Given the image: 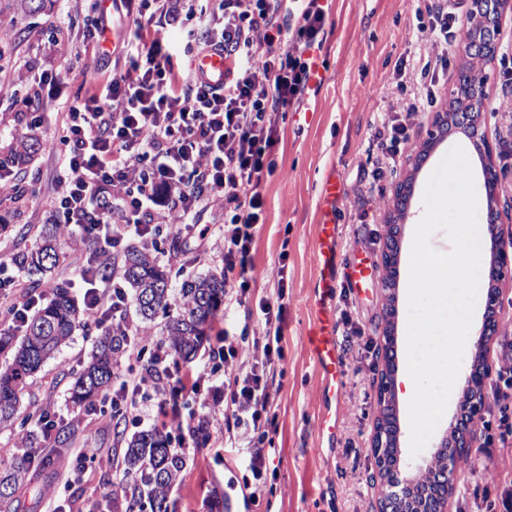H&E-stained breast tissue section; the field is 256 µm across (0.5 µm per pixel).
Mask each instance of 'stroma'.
Returning a JSON list of instances; mask_svg holds the SVG:
<instances>
[{"instance_id": "stroma-1", "label": "stroma", "mask_w": 512, "mask_h": 512, "mask_svg": "<svg viewBox=\"0 0 512 512\" xmlns=\"http://www.w3.org/2000/svg\"><path fill=\"white\" fill-rule=\"evenodd\" d=\"M97 0H45L38 12L21 13L14 0H0V155L12 137L26 134L14 120L7 94L17 70L42 65L48 36H71L62 23L66 15L86 17L97 9ZM329 26L315 57L322 77L320 88L298 112L285 113L278 125L282 141L276 172L263 179L260 190L266 202L265 222L256 229L254 244L255 288L252 302L218 310L208 338L188 363L169 364L165 384L189 378L199 392L213 396L224 379L223 364L209 355L230 334L243 348L237 364L252 360L247 346L261 335L263 325L253 301L275 295L277 284L269 277L280 251L288 253L287 325L282 345L285 358L270 374L275 430L263 446L267 466L277 473L272 484L257 488L256 512H375L377 479L370 454L373 425L378 414L377 376L380 357L368 356L366 344H380L387 306L381 290L379 251L389 227L385 216L393 190L405 176L424 189L433 164L454 146H468L461 134L436 144L430 163L412 169L407 157L412 140L426 135L427 114L413 120L410 144L404 145L391 176L372 181L370 174L381 151L370 139L372 127L388 121L402 109L407 95L398 86L397 61L434 56L429 32L416 31V0H328ZM65 93L74 99L92 91L96 59L91 48L75 40L71 57L60 65ZM488 133L499 155L501 200L512 202V113L487 112ZM58 168L56 158L38 150L28 167L30 179L21 194L0 196V255L14 261L36 244L35 233L50 214L47 197ZM335 177L339 196L329 207L322 198L327 177ZM338 226L342 259L363 260L372 279L361 287H344L329 300L332 308L347 306L363 333H337L344 363L339 394L326 404L323 385L307 336L316 321L310 306L320 279L316 257L319 224ZM224 257L192 249L179 264L170 266L173 286L193 275L220 274ZM497 315L500 331L489 353L494 373L512 370V282L502 288ZM101 335L92 322L75 331L69 344L44 364L23 392L20 415L49 407L61 421V443L45 442L43 457L48 469L30 472L16 492L18 512H47L50 504L64 501L73 512L110 501L124 476V440L112 427L72 407L71 376L86 360ZM500 401L486 397L473 448L459 466V480L450 499L451 512H499L505 492H512V435L501 420ZM336 413V439L322 436L320 421L326 410ZM167 425L174 448L186 459L181 481L170 498L175 512H210L213 496H226L228 512H244L243 485L249 477L248 449L239 447L236 429L210 424L204 447H197L188 431L167 421L159 408L145 410L127 433ZM95 448L96 458L85 459L79 469L65 462L81 449Z\"/></svg>"}]
</instances>
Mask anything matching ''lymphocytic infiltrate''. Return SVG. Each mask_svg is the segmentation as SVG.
<instances>
[{
	"label": "lymphocytic infiltrate",
	"mask_w": 512,
	"mask_h": 512,
	"mask_svg": "<svg viewBox=\"0 0 512 512\" xmlns=\"http://www.w3.org/2000/svg\"><path fill=\"white\" fill-rule=\"evenodd\" d=\"M466 3L441 0L417 11L418 28L430 31L438 54L432 62L398 66L416 90L406 111L373 134L384 150L373 179L395 168L411 118L435 106L438 69L448 64ZM327 21L322 0H111L77 29L93 44L103 79L60 111L53 105L63 86L57 62L72 46L49 42L51 65L29 70L16 104L29 131L54 123L62 132L60 173L48 204L53 223L102 242L98 257L72 260L85 285V308L98 326L129 329L126 291L117 277L100 275L101 265L114 264L128 240L152 246L161 225L178 239L197 236L200 215L215 207L223 209L224 222L201 238L224 255L231 282L224 300L251 301L254 237L265 212L259 185L276 169L277 117L316 93L313 52ZM167 27L179 32L178 46L157 37V29ZM112 33L118 43L110 49ZM209 49L224 53L223 82L184 78L179 57ZM271 274L276 295L251 301L263 324L253 344L261 357L230 376L222 394L224 419L247 445L274 429L269 375L284 358L287 252H280ZM16 282L0 260V307L13 334L23 331L39 304L35 298L14 302Z\"/></svg>",
	"instance_id": "1"
}]
</instances>
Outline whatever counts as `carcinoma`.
Masks as SVG:
<instances>
[{
	"label": "carcinoma",
	"mask_w": 512,
	"mask_h": 512,
	"mask_svg": "<svg viewBox=\"0 0 512 512\" xmlns=\"http://www.w3.org/2000/svg\"><path fill=\"white\" fill-rule=\"evenodd\" d=\"M39 237L42 244L18 258V265L34 288L60 258L58 225H43ZM122 279L132 291L142 319L152 320L160 312L168 315L169 355L190 361L203 345L205 329L215 321L224 300V276H199L174 288L167 268L157 256L149 248L133 244L124 255ZM82 316L83 310L71 289L60 286L29 318L21 337L0 334V352H12L11 363L0 369V425L18 422L21 432L34 437V431L26 429L33 416L18 418L20 396L42 365L69 342ZM129 343L130 337L124 334L105 333L99 338L71 384L69 399L75 407L86 408L108 394L118 357ZM35 424L41 426V420ZM35 464L43 465L45 461L26 455L11 471L0 473V512H12L16 486ZM124 465L121 497L112 498V512H173L169 494L180 481L186 462L181 453L171 448L170 432L154 427L133 434L126 440Z\"/></svg>",
	"instance_id": "obj_1"
}]
</instances>
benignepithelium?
I'll list each match as a JSON object with an SVG mask.
<instances>
[{"instance_id": "7a95c632", "label": "benign epithelium", "mask_w": 512, "mask_h": 512, "mask_svg": "<svg viewBox=\"0 0 512 512\" xmlns=\"http://www.w3.org/2000/svg\"><path fill=\"white\" fill-rule=\"evenodd\" d=\"M512 20V0H474L473 7L463 24L459 51L476 61L479 70L491 63L496 56V36L503 22ZM462 90L456 99L445 104L430 117L431 129L427 137L418 140L408 161L419 168L426 161L436 139L455 131L462 132L474 146L482 165L483 192L486 201L490 229L502 219L512 223V206L500 208V176L496 147L486 128V112L483 110L487 97L486 81L457 80ZM414 193L412 178L407 177L395 186V204L387 216L391 224L382 252V283H388L390 273L394 285L386 289L387 300L396 302L399 295L400 230L405 205ZM512 264V247L493 237L492 257L485 268V301L480 323L473 334L471 359L465 368L463 397L450 419L435 450L418 462H408L402 456L399 442H394L393 462L390 469H378L380 495L378 512H448L457 478V467L462 456L474 446L475 427L479 421L485 390L491 376L486 359L489 344L499 334L496 305L506 270ZM378 390L382 399L395 403L396 370L382 369Z\"/></svg>"}]
</instances>
